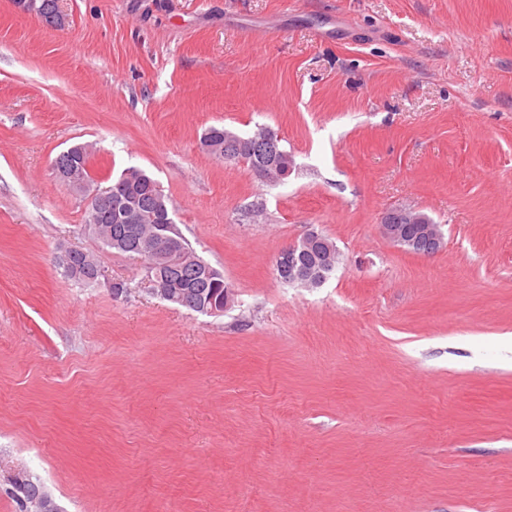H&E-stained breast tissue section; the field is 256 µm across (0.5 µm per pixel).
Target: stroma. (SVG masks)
Returning a JSON list of instances; mask_svg holds the SVG:
<instances>
[{
    "label": "stroma",
    "instance_id": "obj_1",
    "mask_svg": "<svg viewBox=\"0 0 512 512\" xmlns=\"http://www.w3.org/2000/svg\"><path fill=\"white\" fill-rule=\"evenodd\" d=\"M61 7L0 0V512L25 476L58 512H512V0ZM212 125L274 131L288 179L203 151ZM75 143L100 186L160 182L224 313L102 249L52 170ZM395 208L443 248L386 238ZM312 230L339 263L281 282Z\"/></svg>",
    "mask_w": 512,
    "mask_h": 512
}]
</instances>
